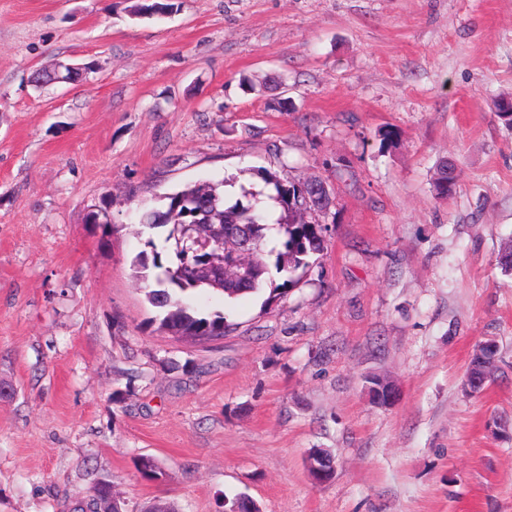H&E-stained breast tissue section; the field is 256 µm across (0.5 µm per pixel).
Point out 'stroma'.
Wrapping results in <instances>:
<instances>
[{"label":"stroma","instance_id":"35a3bbf8","mask_svg":"<svg viewBox=\"0 0 512 512\" xmlns=\"http://www.w3.org/2000/svg\"><path fill=\"white\" fill-rule=\"evenodd\" d=\"M134 2L0 0V512L103 478L125 512H512V0ZM259 168L326 183L323 253L274 302L198 298L221 338L159 331L137 204Z\"/></svg>","mask_w":512,"mask_h":512}]
</instances>
